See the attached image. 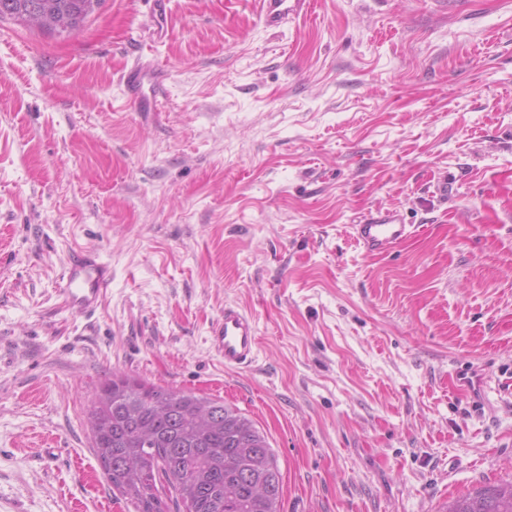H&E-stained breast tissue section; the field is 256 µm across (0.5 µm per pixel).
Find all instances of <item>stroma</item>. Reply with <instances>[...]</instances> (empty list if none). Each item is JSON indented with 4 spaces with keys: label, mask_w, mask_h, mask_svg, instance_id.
<instances>
[{
    "label": "stroma",
    "mask_w": 512,
    "mask_h": 512,
    "mask_svg": "<svg viewBox=\"0 0 512 512\" xmlns=\"http://www.w3.org/2000/svg\"><path fill=\"white\" fill-rule=\"evenodd\" d=\"M253 2L0 19V512H134L86 423L115 374L252 420L281 512L512 481V0H314L277 29ZM142 54L166 111L125 100ZM378 207L412 226L385 253L351 229ZM81 248L112 266L89 318L61 297ZM229 303L248 368L209 346ZM211 348L224 359L225 367L245 368L256 358L258 336L252 314L226 304L224 316L210 329Z\"/></svg>",
    "instance_id": "1"
}]
</instances>
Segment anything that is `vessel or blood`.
<instances>
[{"instance_id":"b4317fda","label":"vessel or blood","mask_w":512,"mask_h":512,"mask_svg":"<svg viewBox=\"0 0 512 512\" xmlns=\"http://www.w3.org/2000/svg\"><path fill=\"white\" fill-rule=\"evenodd\" d=\"M257 9L266 26L277 27L286 20L307 14L311 0H257ZM127 102L134 111L155 112L159 109L161 71L145 57H138L122 76ZM356 241L371 252L385 251L411 234L401 214L379 207L362 217L352 227ZM62 294L73 312L90 317L102 304L112 283V268L101 261L96 250L73 252L63 274ZM211 348L229 368H245L254 362L258 348L255 319L252 314L228 304L221 320L210 329Z\"/></svg>"}]
</instances>
